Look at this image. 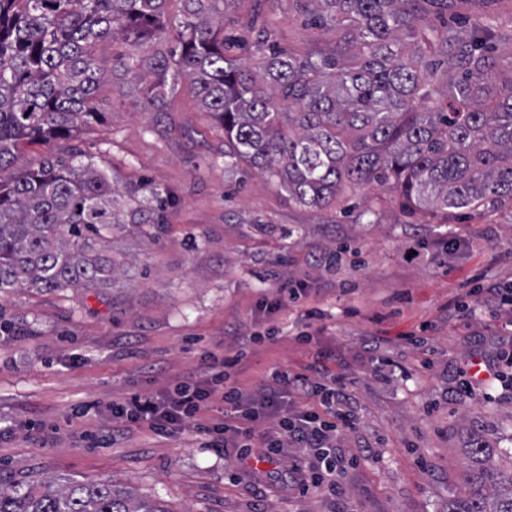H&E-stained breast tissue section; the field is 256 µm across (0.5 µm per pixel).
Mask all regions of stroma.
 <instances>
[{
	"mask_svg": "<svg viewBox=\"0 0 512 512\" xmlns=\"http://www.w3.org/2000/svg\"><path fill=\"white\" fill-rule=\"evenodd\" d=\"M455 12L512 25V0H458ZM265 17L273 41L293 53L336 42L335 32L305 24L292 0H268ZM127 82L117 71L99 84L101 122L26 147L19 163L77 148L120 183L162 189L176 204L158 237L115 234L113 254L134 277L0 299V317L13 324L0 338V481H109L159 497L166 512H448L467 492L471 434L512 448V388L461 389L474 358L512 352V312L470 294L512 284V212L441 224L407 216L376 184L348 190L336 209L297 205L259 170L225 172L224 137L189 87L155 114L137 94H120ZM332 252L337 262L323 264ZM288 283L311 288L310 297L275 321L258 318V302ZM311 307L313 345L297 338ZM271 325L278 340L247 349L239 381L254 384L275 367L300 372L315 350L329 354L356 418L337 441L339 487L287 485L288 469L317 460L293 448L271 461L261 448L216 453L190 429L169 439L115 435L109 404L174 386L204 352L228 354L230 330ZM420 333L425 343L408 342Z\"/></svg>",
	"mask_w": 512,
	"mask_h": 512,
	"instance_id": "obj_1",
	"label": "stroma"
}]
</instances>
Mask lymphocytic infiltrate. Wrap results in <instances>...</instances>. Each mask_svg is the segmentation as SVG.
<instances>
[{
	"instance_id": "obj_1",
	"label": "lymphocytic infiltrate",
	"mask_w": 512,
	"mask_h": 512,
	"mask_svg": "<svg viewBox=\"0 0 512 512\" xmlns=\"http://www.w3.org/2000/svg\"><path fill=\"white\" fill-rule=\"evenodd\" d=\"M327 361L319 350L304 372L276 368L246 388L235 378L239 357L207 352L195 375L158 395L134 394L113 403L112 415L161 438L191 424L207 447L220 453L233 448L242 457L253 448L265 449L270 458L288 447L312 448L336 482L341 476L336 434L354 421L345 379L331 372ZM269 419L275 420V429L259 432L258 424Z\"/></svg>"
}]
</instances>
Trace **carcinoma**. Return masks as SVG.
I'll return each mask as SVG.
<instances>
[{
    "mask_svg": "<svg viewBox=\"0 0 512 512\" xmlns=\"http://www.w3.org/2000/svg\"><path fill=\"white\" fill-rule=\"evenodd\" d=\"M0 0V296L16 289L95 288L128 275L108 253L126 225L153 235L168 194L115 187L76 156L15 167L23 147L68 139L98 120L108 71L132 78L151 112L183 81L224 134V171L260 169L293 201L324 210L344 188L377 184L408 214L512 210V65L491 43L512 35L485 20L431 25L422 4L456 0H293L304 19L341 32L334 54L296 55L271 41L251 0L260 60L226 21L242 0ZM104 39L136 52L106 64ZM467 498L448 512H512V460L477 435L466 449ZM0 512H165L110 482L0 483Z\"/></svg>",
    "mask_w": 512,
    "mask_h": 512,
    "instance_id": "obj_1",
    "label": "carcinoma"
}]
</instances>
